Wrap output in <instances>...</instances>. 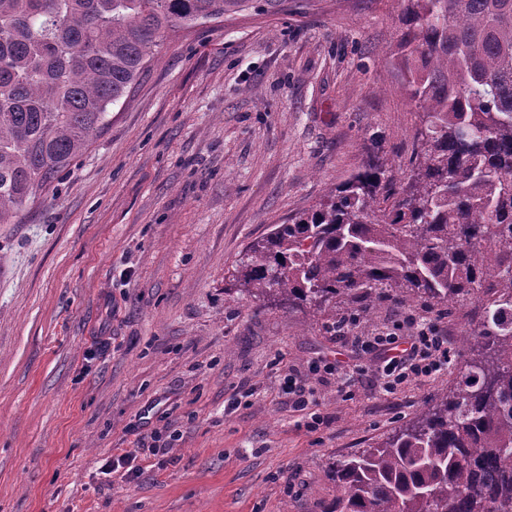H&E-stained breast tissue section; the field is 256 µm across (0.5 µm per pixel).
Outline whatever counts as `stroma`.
<instances>
[{
	"mask_svg": "<svg viewBox=\"0 0 512 512\" xmlns=\"http://www.w3.org/2000/svg\"><path fill=\"white\" fill-rule=\"evenodd\" d=\"M400 17L399 0H248L169 34L88 151L0 224V512H322L329 462L459 380L464 311L344 304L342 335L233 281L370 156L407 168ZM408 315L448 338L432 376L388 392L369 372L349 395L310 374ZM127 452L138 476L101 473Z\"/></svg>",
	"mask_w": 512,
	"mask_h": 512,
	"instance_id": "stroma-1",
	"label": "stroma"
}]
</instances>
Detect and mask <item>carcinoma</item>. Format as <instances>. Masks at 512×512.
<instances>
[{"label": "carcinoma", "mask_w": 512, "mask_h": 512, "mask_svg": "<svg viewBox=\"0 0 512 512\" xmlns=\"http://www.w3.org/2000/svg\"><path fill=\"white\" fill-rule=\"evenodd\" d=\"M242 0H0V224L87 150L174 28ZM402 86L423 112L407 182L372 157L252 243L255 298L474 304L460 381L335 462L324 512H512V0H401Z\"/></svg>", "instance_id": "carcinoma-1"}]
</instances>
